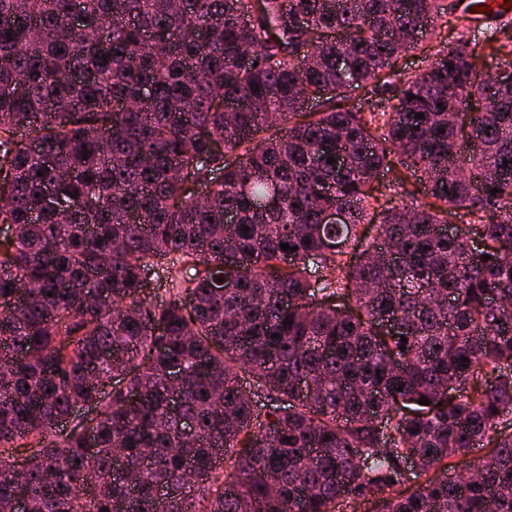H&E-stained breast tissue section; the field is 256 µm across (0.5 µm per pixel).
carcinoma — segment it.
<instances>
[{"label": "carcinoma", "instance_id": "obj_1", "mask_svg": "<svg viewBox=\"0 0 512 512\" xmlns=\"http://www.w3.org/2000/svg\"><path fill=\"white\" fill-rule=\"evenodd\" d=\"M78 11L95 23L74 27ZM447 14L0 0V448L37 444L21 478L0 460V508L512 512V83L464 33L398 90L387 77ZM499 33L490 55L512 69V25ZM353 86L381 106H345ZM473 99L492 107L471 143L449 114ZM383 172L409 197L420 175L434 201L383 207ZM450 213L462 233L441 232ZM168 259L195 270L186 297L152 301ZM79 405L93 416L47 439Z\"/></svg>", "mask_w": 512, "mask_h": 512}]
</instances>
